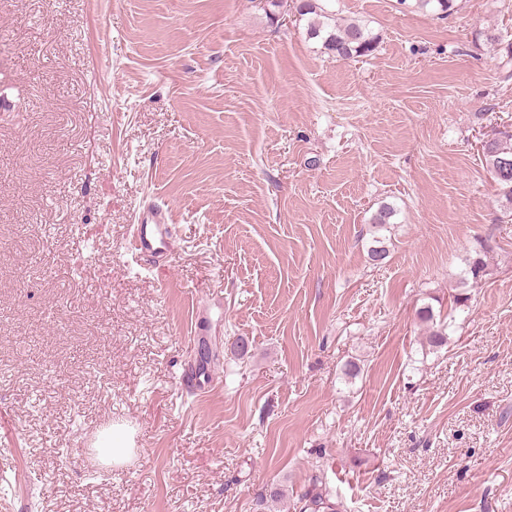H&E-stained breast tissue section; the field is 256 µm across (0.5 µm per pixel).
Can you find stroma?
Instances as JSON below:
<instances>
[{
    "label": "stroma",
    "mask_w": 512,
    "mask_h": 512,
    "mask_svg": "<svg viewBox=\"0 0 512 512\" xmlns=\"http://www.w3.org/2000/svg\"><path fill=\"white\" fill-rule=\"evenodd\" d=\"M334 6L372 56L254 0H0V512H280L261 495L316 478L345 512H512V221L481 152L512 0ZM146 201L177 238L154 270L125 254ZM418 316L422 321L431 322V329L429 330V334L427 336V342L429 347L438 348L445 345L448 341V328L450 323L445 321L436 323L434 325V314L432 307L425 306L420 308L418 311ZM129 447L127 432L116 426L107 429L95 444L99 458L107 465L121 464L130 453Z\"/></svg>",
    "instance_id": "35a3bbf8"
}]
</instances>
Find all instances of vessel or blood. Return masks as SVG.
Returning a JSON list of instances; mask_svg holds the SVG:
<instances>
[{
  "label": "vessel or blood",
  "mask_w": 512,
  "mask_h": 512,
  "mask_svg": "<svg viewBox=\"0 0 512 512\" xmlns=\"http://www.w3.org/2000/svg\"><path fill=\"white\" fill-rule=\"evenodd\" d=\"M174 224L169 208L153 203L143 205L128 250L139 261L155 266L166 262L175 246Z\"/></svg>",
  "instance_id": "b4317fda"
}]
</instances>
